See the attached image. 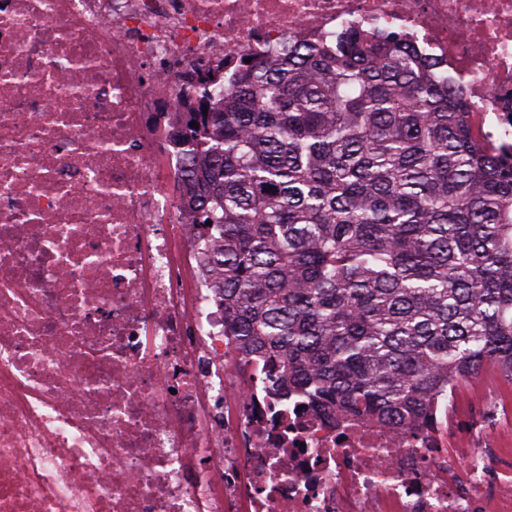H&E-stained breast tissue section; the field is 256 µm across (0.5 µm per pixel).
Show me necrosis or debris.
<instances>
[{
	"label": "necrosis or debris",
	"mask_w": 512,
	"mask_h": 512,
	"mask_svg": "<svg viewBox=\"0 0 512 512\" xmlns=\"http://www.w3.org/2000/svg\"><path fill=\"white\" fill-rule=\"evenodd\" d=\"M384 21L512 146V0H0V512H512V381L428 433L297 410L170 191L208 79Z\"/></svg>",
	"instance_id": "4bbe7bcc"
}]
</instances>
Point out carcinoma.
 I'll return each mask as SVG.
<instances>
[{"label": "carcinoma", "mask_w": 512, "mask_h": 512, "mask_svg": "<svg viewBox=\"0 0 512 512\" xmlns=\"http://www.w3.org/2000/svg\"><path fill=\"white\" fill-rule=\"evenodd\" d=\"M206 98L180 132L189 202L224 228V323L282 396L432 429L435 393L512 379V150L399 34L351 30Z\"/></svg>", "instance_id": "cac0c4a2"}]
</instances>
